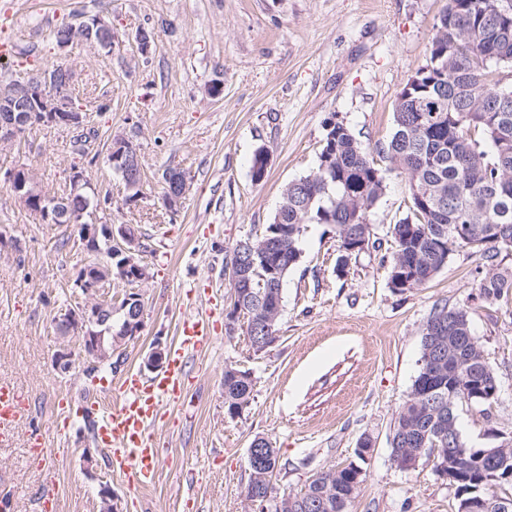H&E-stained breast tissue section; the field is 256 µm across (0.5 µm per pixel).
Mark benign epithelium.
<instances>
[{
    "label": "benign epithelium",
    "mask_w": 512,
    "mask_h": 512,
    "mask_svg": "<svg viewBox=\"0 0 512 512\" xmlns=\"http://www.w3.org/2000/svg\"><path fill=\"white\" fill-rule=\"evenodd\" d=\"M98 22L91 17L72 27L70 39L61 43L66 47L70 40L80 38L91 40V33ZM87 117L73 109V101L68 93V84L51 83L49 75L28 77L22 82H7L0 86V142L11 143L29 127L52 126L68 129L86 127ZM15 199L30 210L43 202L42 195L35 186L34 176L26 169H15L9 173ZM188 189L185 175L175 177V191L166 197L167 208L174 212L181 205ZM69 222L78 224L85 248L90 251L100 249V243L106 242L109 248L106 261L91 273L83 272L74 281L86 296L84 304L72 308L58 318V327L64 333L80 335L84 357L91 368L112 363V356L126 341L140 335L145 325V306L142 294L137 288H130L125 295L121 309H130L120 330L111 331L101 317L102 302L97 298L99 291L112 283V278L145 284L149 270L139 259L142 249L140 238L132 232L134 226L121 224H83L82 213L72 208ZM229 327L234 330L247 328L248 313L238 304L227 309ZM166 362V347L156 340L144 359L147 370L154 372L162 369ZM98 497L102 512H120L117 499L108 482L99 484Z\"/></svg>",
    "instance_id": "benign-epithelium-1"
}]
</instances>
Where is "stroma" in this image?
<instances>
[{
  "label": "stroma",
  "instance_id": "stroma-1",
  "mask_svg": "<svg viewBox=\"0 0 512 512\" xmlns=\"http://www.w3.org/2000/svg\"><path fill=\"white\" fill-rule=\"evenodd\" d=\"M447 0H0V81L44 67L70 69L69 92L98 132L89 157L75 154L71 130L35 126L0 143V381L28 397L30 415L0 445V496L14 512H37L54 488L61 512H100L99 480L109 481L120 512H181L195 496L199 512H247V450L255 436L277 448L279 491L296 493L318 474L355 458L363 436L374 448L351 512H457L454 487L423 457L408 470L391 459L389 437L421 368L422 329L434 308H464L471 334L493 368L495 402L457 406L467 447L512 438V303H489L476 288L482 259L454 252L425 286H387L392 249L385 238L404 211L408 179L386 175V191L368 212L383 245L352 257L337 277L336 233L307 225L299 264L283 288L277 339L256 353L244 335L226 334L230 286L224 265L235 244L259 236L288 182L311 173L330 121L345 124L369 148L393 132L396 98L426 64L433 26ZM107 15L112 45L55 32L80 14ZM154 41L141 53L140 30ZM137 148L142 179L135 203L107 162L114 135ZM269 154L262 181L251 178L257 147ZM109 195L100 224H134L151 277L140 288L145 327L126 342L113 377L139 371L154 339L173 346L179 320L214 308L215 340L189 361L185 398L191 414L165 405L154 430L162 464L154 484L133 492L126 474L83 465L89 433L86 361L77 336L56 320L81 304L78 271L93 256L74 224H51L23 209L6 171H32L50 197L70 191L72 167ZM186 173L190 188L177 212L163 203L167 170ZM69 372L56 369L61 348ZM249 371L253 397L241 415L224 409V368ZM40 436L59 449L52 470L29 459Z\"/></svg>",
  "mask_w": 512,
  "mask_h": 512
}]
</instances>
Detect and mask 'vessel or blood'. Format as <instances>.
I'll return each mask as SVG.
<instances>
[{
    "label": "vessel or blood",
    "mask_w": 512,
    "mask_h": 512,
    "mask_svg": "<svg viewBox=\"0 0 512 512\" xmlns=\"http://www.w3.org/2000/svg\"><path fill=\"white\" fill-rule=\"evenodd\" d=\"M211 342L208 317L188 315L161 372L145 377L131 371L117 381L106 376L90 381L88 390L94 395L88 406L94 421L91 441L109 447L113 466L129 473L133 487L145 488L153 483L162 455L154 443L153 428L164 404L179 400L188 376L189 357ZM24 410L17 390L0 385V428L8 429Z\"/></svg>",
    "instance_id": "1"
}]
</instances>
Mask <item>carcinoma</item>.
Instances as JSON below:
<instances>
[{
	"label": "carcinoma",
	"instance_id": "carcinoma-1",
	"mask_svg": "<svg viewBox=\"0 0 512 512\" xmlns=\"http://www.w3.org/2000/svg\"><path fill=\"white\" fill-rule=\"evenodd\" d=\"M485 0H448L431 40L426 66L437 70L418 77L401 91L394 105V131L379 150L392 170L409 182L406 212L389 226L393 255L387 285L405 293L426 285L458 248L467 247L484 260L476 288L490 302L509 301L512 267L498 261L512 251V104L504 109L498 92L500 68L512 69V11L490 25ZM327 160L310 174L290 181L271 222L261 236L242 243L267 253L266 264L250 271V288L239 302L257 323L258 348L273 341L283 311L282 290L288 273L300 262V240L308 224L336 232V272L346 271L352 256L369 245L374 231L367 213L383 196L385 176L372 152L341 122L326 131L321 148ZM109 196L91 187L76 190L74 205L89 216ZM253 391L249 372L224 368V408L234 417L247 407ZM477 391L476 404H490L497 377L473 338L468 311L438 306L422 330V366L394 422L390 445L393 463L408 470L423 456L433 459L439 476L448 475V442L455 443L453 485L457 494L481 487L498 512V499L512 490V477L498 464L464 447L456 406L464 393ZM260 465L246 462V498L262 503L272 492L278 452L261 439ZM373 448L360 438L357 460L319 474L304 490L282 495L281 512H349L364 481L362 464Z\"/></svg>",
	"mask_w": 512,
	"mask_h": 512
}]
</instances>
